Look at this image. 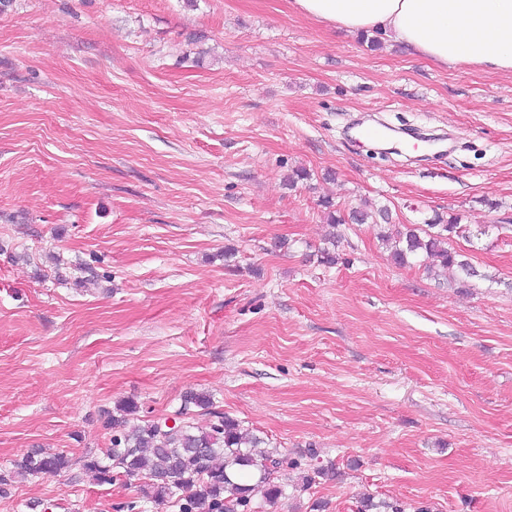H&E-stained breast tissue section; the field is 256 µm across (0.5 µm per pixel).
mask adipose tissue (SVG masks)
Wrapping results in <instances>:
<instances>
[{
    "label": "adipose tissue",
    "instance_id": "adipose-tissue-1",
    "mask_svg": "<svg viewBox=\"0 0 512 512\" xmlns=\"http://www.w3.org/2000/svg\"><path fill=\"white\" fill-rule=\"evenodd\" d=\"M351 34L378 32L432 64L512 74V0H289Z\"/></svg>",
    "mask_w": 512,
    "mask_h": 512
}]
</instances>
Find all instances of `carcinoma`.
Returning a JSON list of instances; mask_svg holds the SVG:
<instances>
[{
    "label": "carcinoma",
    "instance_id": "carcinoma-1",
    "mask_svg": "<svg viewBox=\"0 0 512 512\" xmlns=\"http://www.w3.org/2000/svg\"><path fill=\"white\" fill-rule=\"evenodd\" d=\"M327 223L390 224L387 207L367 200L343 214L330 200L320 201ZM492 225L471 230L461 217L449 216L446 224H400L395 232L378 233V238L398 266L413 261L431 275L451 270L466 279L481 273L469 258L452 247V238L465 235L477 238L488 234ZM211 415L205 429L195 426L192 409ZM119 415H111L112 446L104 457H90L83 466L109 483L144 481L142 492L149 499L169 500L180 512H254L253 499L260 494L268 502L283 495L278 473L283 459L277 451L258 458L253 449L263 439L242 431L240 423L213 409L211 397L203 392H188L175 417V425L162 420H146L128 426V417L139 411L138 402L123 401ZM72 466L63 453L31 452L16 463L23 475L58 474Z\"/></svg>",
    "mask_w": 512,
    "mask_h": 512
}]
</instances>
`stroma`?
I'll use <instances>...</instances> for the list:
<instances>
[{
    "label": "stroma",
    "mask_w": 512,
    "mask_h": 512,
    "mask_svg": "<svg viewBox=\"0 0 512 512\" xmlns=\"http://www.w3.org/2000/svg\"><path fill=\"white\" fill-rule=\"evenodd\" d=\"M325 197L492 225L452 240L481 278L394 265ZM189 391L298 460L257 512H512V75L369 49L289 0L0 15V470L73 460L0 512H179L82 461L122 401L165 418ZM73 465L71 458L63 453L31 452L15 464L22 475L58 474Z\"/></svg>",
    "instance_id": "obj_1"
}]
</instances>
